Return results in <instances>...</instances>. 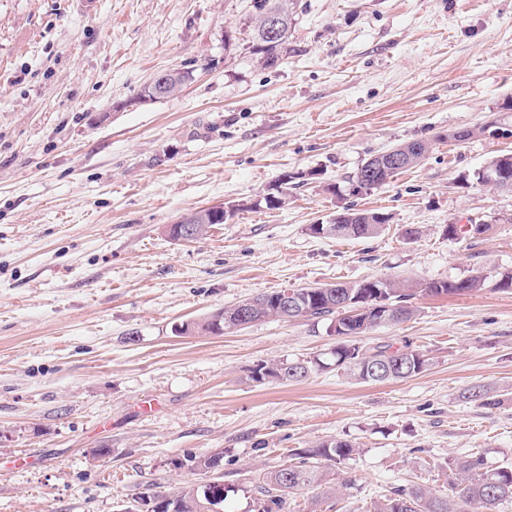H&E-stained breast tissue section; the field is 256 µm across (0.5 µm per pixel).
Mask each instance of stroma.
I'll use <instances>...</instances> for the list:
<instances>
[{
  "label": "stroma",
  "instance_id": "obj_1",
  "mask_svg": "<svg viewBox=\"0 0 512 512\" xmlns=\"http://www.w3.org/2000/svg\"><path fill=\"white\" fill-rule=\"evenodd\" d=\"M255 16V0H0V512H130L140 493L203 483L189 460L214 454L230 488L216 512H255L264 473L336 438L360 445L358 492L297 493L286 512L440 494V465L475 452L512 463V293L497 287L512 193L473 177L512 151V0H301L273 68L248 50ZM177 69L193 73L181 92L139 99ZM462 128L473 137L447 140ZM417 138L435 141L420 165L329 192ZM308 171L285 206L262 205ZM231 203L197 240L168 236ZM347 203L391 220L369 238L310 234ZM475 270L478 292L417 297L415 318L357 337L424 353L403 381L252 380L336 347L324 320L175 331L264 292ZM224 219H223V210L222 215L221 211L218 207H208L203 208L199 210H195L194 212H191L187 214L186 223L183 224L182 220L179 221L177 224H172L171 228L175 229L177 227L183 228V227H191L194 229L196 236L194 239L200 238L207 232L208 226L210 227L212 224H223L225 223V218L227 216L233 217L234 213L236 212L233 208V205H224ZM181 223V224H179ZM185 228L180 229L178 228L175 232L176 240H188L191 239L190 235L192 234L191 228ZM171 228L169 229V234L172 233Z\"/></svg>",
  "mask_w": 512,
  "mask_h": 512
}]
</instances>
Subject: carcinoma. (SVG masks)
Here are the masks:
<instances>
[{"instance_id": "1", "label": "carcinoma", "mask_w": 512, "mask_h": 512, "mask_svg": "<svg viewBox=\"0 0 512 512\" xmlns=\"http://www.w3.org/2000/svg\"><path fill=\"white\" fill-rule=\"evenodd\" d=\"M298 0H257L259 17L254 29L250 48L265 67H274L288 51V33ZM280 12L283 19V33L269 40L261 35L263 17L267 10ZM192 74L188 71L173 70L164 74V83L155 87H144L139 98L155 100L168 97L181 90ZM433 140L413 139L390 147L397 151L406 150V165H418L430 152ZM490 172L499 173V179L491 184L486 178ZM395 176L387 167H377L368 175V183L362 188L367 192L389 183ZM479 184L499 191H512V154L504 153L491 158L475 173ZM305 181L301 173L288 175V180L272 192V197H263L270 209L285 205L282 190L288 185L298 186ZM336 223L347 227V231L336 235L338 239L369 238L382 231L391 217L381 212L357 209L346 205L336 211ZM225 219L218 207H208L188 214L186 223L171 225V228L189 226L196 237H201L212 224H223ZM485 277L479 270L454 280L431 281L426 283L393 281L391 279L363 280L353 284H325L319 287L295 288L298 294L299 310L292 312L277 307L280 292L262 293L248 299L252 310L251 321L266 318L290 320L306 317L329 321L328 329L335 325L345 329L346 336H360L380 326L378 316L371 312L375 306H389L391 323L405 322L416 315L418 307L411 299L418 295L463 296L480 290ZM236 303L224 308L205 320L183 323L176 327L180 335L222 334L235 328L239 307ZM429 358L417 350L393 351L389 345L363 348L356 344L340 343L330 351V359L319 357L282 363H260L251 371V378L257 382L265 380L301 381L318 370L334 368L360 383H382L412 378L426 371ZM359 448L349 440L325 441L314 448L303 449L291 454L278 469L263 477L260 486L258 512H282L285 498L290 494L308 493L316 490L334 492L340 488L357 489L356 479L346 476L340 483L333 482L335 469L354 459ZM195 469L211 474L212 484L188 485L173 492L154 491L136 497L134 512H210L211 507L224 502V475L219 473L221 457L203 456L190 459ZM448 488L436 494L420 485L397 488L391 494L373 503L372 512H495L508 501L512 502V467L488 465L482 455L470 454L447 462Z\"/></svg>"}]
</instances>
